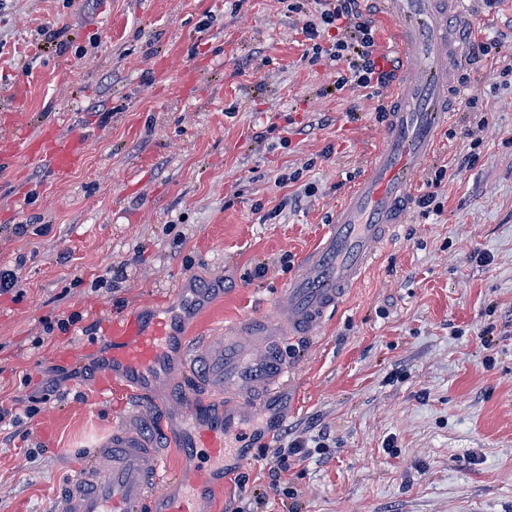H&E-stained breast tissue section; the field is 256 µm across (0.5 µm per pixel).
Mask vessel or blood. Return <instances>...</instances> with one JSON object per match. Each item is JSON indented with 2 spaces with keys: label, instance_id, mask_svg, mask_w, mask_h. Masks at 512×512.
I'll use <instances>...</instances> for the list:
<instances>
[{
  "label": "vessel or blood",
  "instance_id": "obj_1",
  "mask_svg": "<svg viewBox=\"0 0 512 512\" xmlns=\"http://www.w3.org/2000/svg\"><path fill=\"white\" fill-rule=\"evenodd\" d=\"M387 18L407 65L391 95L381 142L316 244L303 254L288 288L277 299L274 322L244 319L224 327L201 347L189 346L177 327L178 313L123 310L110 319L103 339L109 373L102 390L118 382L148 398L159 382L182 385L174 406L185 422L177 436L195 461L192 479L166 471L156 443L128 426H117L56 498L54 512H200L203 497L224 479V455L244 424L260 413L291 374L283 345L316 331L339 310L349 288L382 255L409 214L415 181L433 156L438 129L452 117L453 68L462 57L455 20L463 0H385ZM84 137L40 133L11 124L0 141V165L38 157L65 176L81 167ZM218 392L214 409L204 395ZM180 483L175 494L162 488Z\"/></svg>",
  "mask_w": 512,
  "mask_h": 512
}]
</instances>
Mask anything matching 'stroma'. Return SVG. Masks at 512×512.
I'll return each mask as SVG.
<instances>
[{
  "label": "stroma",
  "mask_w": 512,
  "mask_h": 512,
  "mask_svg": "<svg viewBox=\"0 0 512 512\" xmlns=\"http://www.w3.org/2000/svg\"><path fill=\"white\" fill-rule=\"evenodd\" d=\"M304 23L286 0H0V121L87 137L67 176L35 158L0 168V268L22 291L0 296V512H53L121 422L191 477L171 388L148 411L120 385L100 391L101 326L196 292L192 345L277 317L378 146L390 94L337 90L335 63L303 57ZM464 25L501 50L462 65L416 181L442 211L411 207L347 303L285 343L290 382L202 512H512V87L498 78L512 0H471ZM283 172L298 178L276 184ZM69 349L80 362L61 360ZM57 367L68 378L44 394ZM320 431L325 454L289 462L272 489L275 449Z\"/></svg>",
  "instance_id": "35a3bbf8"
}]
</instances>
